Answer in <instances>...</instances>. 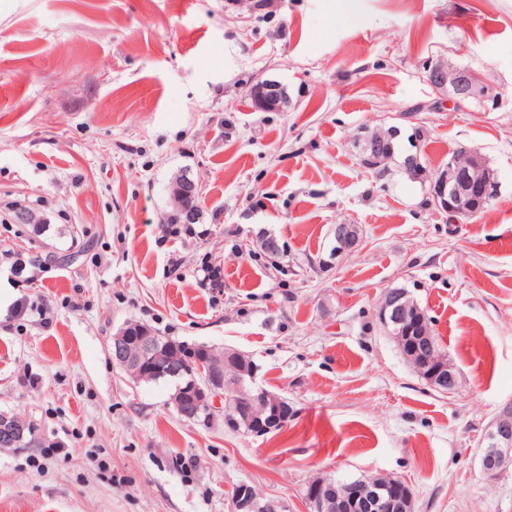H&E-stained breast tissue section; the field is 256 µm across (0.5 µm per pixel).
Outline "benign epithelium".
Listing matches in <instances>:
<instances>
[{
    "mask_svg": "<svg viewBox=\"0 0 512 512\" xmlns=\"http://www.w3.org/2000/svg\"><path fill=\"white\" fill-rule=\"evenodd\" d=\"M437 89L448 94V99L461 107L463 102L474 99L486 112L499 109L502 97L498 86L490 79H479L473 74L459 70L452 77L444 74L443 64L428 68ZM278 95L277 111L282 112L290 104L288 92L281 91L276 81L266 79L250 90L254 107L259 111L268 109L273 95ZM385 132H374L363 138L361 164L371 170L385 165L389 156L382 152ZM473 165L461 163L456 156L448 159V165L434 178L430 177L418 152L407 155L401 170L410 178L427 188L430 206L438 213L473 215L477 212L473 200L478 198L488 204L497 196V181L491 172L471 173ZM198 191L196 181L189 175L171 185V206L176 220L181 224H196L199 211L183 208L184 199ZM332 245L329 257L339 260L356 252L361 243L360 229L355 224H336L332 230ZM375 319L382 332L396 342L401 354L414 373L429 387L438 392L454 393L460 383L459 372L450 362L447 353L438 350L432 337L425 331L427 314L406 288H389L381 295ZM112 362L139 383L157 378L162 374L176 376L184 367L169 357V349L147 326L128 323L112 336ZM197 372L202 381L192 380L186 391L171 397L175 409L179 410L189 399L195 405L192 416L203 412L213 414L219 404L224 410L245 418L246 432L264 436L282 428L288 416L282 414V398L264 389L253 386L254 370L243 366V355L226 349L216 356L208 346L199 348L194 357ZM239 371L234 385L235 395L226 396L224 368ZM29 430L15 417L0 414V443L19 445L28 438ZM481 469L485 477L494 481L512 468V404L503 406L485 428L479 442ZM325 482L311 483L306 498L312 512H333L336 508L352 510L363 506L370 512H412V491L409 485L397 479H367L341 491L323 493ZM235 512H276L275 507L261 505L252 492H241L235 498Z\"/></svg>",
    "mask_w": 512,
    "mask_h": 512,
    "instance_id": "7a95c632",
    "label": "benign epithelium"
}]
</instances>
